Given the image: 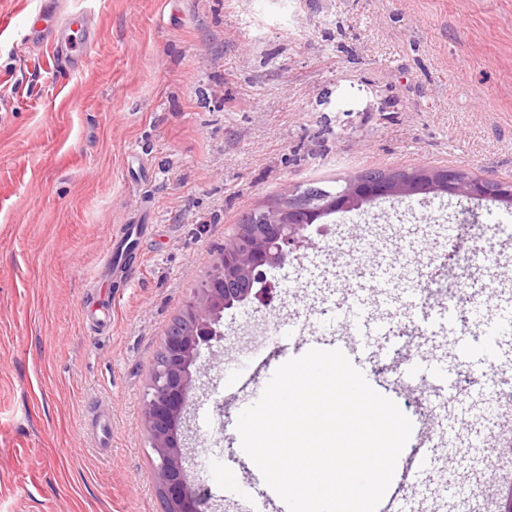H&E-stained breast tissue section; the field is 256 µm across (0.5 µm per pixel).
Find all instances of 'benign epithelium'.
I'll return each mask as SVG.
<instances>
[{
    "label": "benign epithelium",
    "instance_id": "1",
    "mask_svg": "<svg viewBox=\"0 0 512 512\" xmlns=\"http://www.w3.org/2000/svg\"><path fill=\"white\" fill-rule=\"evenodd\" d=\"M429 193L492 198L512 207V182L493 186L460 169H421L373 181L354 175L318 209L310 208L301 195L289 190L274 203L250 211L248 223L237 225L236 234L224 241L219 260L184 305L180 330L165 338L162 356L143 396L142 416L157 454L154 477L164 512L209 509L207 498L192 487L179 431L201 350L224 338L220 330L224 311L258 298L254 284L264 279L266 270L281 267L304 242L308 224L325 214L355 209L379 198Z\"/></svg>",
    "mask_w": 512,
    "mask_h": 512
}]
</instances>
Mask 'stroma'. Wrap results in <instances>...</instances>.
<instances>
[{
	"mask_svg": "<svg viewBox=\"0 0 512 512\" xmlns=\"http://www.w3.org/2000/svg\"><path fill=\"white\" fill-rule=\"evenodd\" d=\"M38 0L0 8V512H162L157 455L141 414L166 330L240 217L309 183L370 169L454 167L512 179V0H64L92 10L99 39L59 73L26 38ZM512 219L492 199L418 194L324 217L266 273L271 306L226 310L203 352L182 441L213 512H238L248 468L231 377L290 316L315 319L333 267L437 263L442 300L481 245ZM148 224L132 282L93 288L113 232ZM375 226L371 238L366 226ZM416 314L396 319L385 380L421 354ZM451 372L467 426L496 428L484 377ZM112 416L109 447L90 419Z\"/></svg>",
	"mask_w": 512,
	"mask_h": 512,
	"instance_id": "1",
	"label": "stroma"
}]
</instances>
